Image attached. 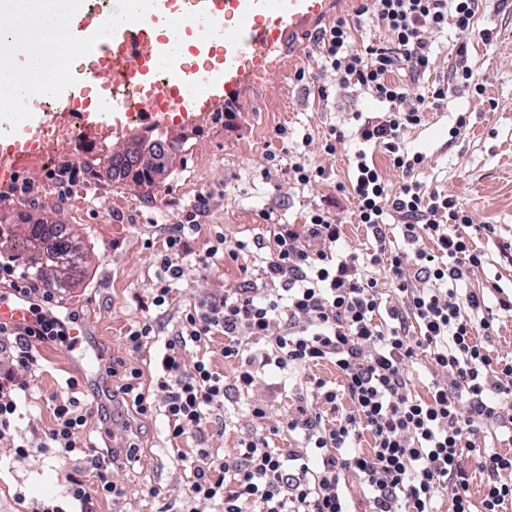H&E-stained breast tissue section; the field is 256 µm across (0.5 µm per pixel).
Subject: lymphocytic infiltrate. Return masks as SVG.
<instances>
[{
	"mask_svg": "<svg viewBox=\"0 0 512 512\" xmlns=\"http://www.w3.org/2000/svg\"><path fill=\"white\" fill-rule=\"evenodd\" d=\"M480 0H360L354 17L340 18L317 37L322 68L336 72L347 89L368 94L383 113L363 119L357 135L382 146L401 172L383 180L364 153L348 196L367 230L365 249L342 246L341 224L329 208L313 206L303 230L271 225L268 239L224 242L215 232L200 249L202 206L170 225L157 251L158 272L145 294L135 295L141 315L123 332L124 356L98 354V371L120 378L116 392L127 410L160 415L184 482L175 500L191 512H351L345 486L356 477L368 491L365 512H434L443 489H451V512H512V454L477 443L493 428L512 441V354L490 350L476 331L494 336L500 314H512V292L492 299L464 291L470 275L492 258L479 244L480 225L458 210L453 197L423 190L414 178L421 154H409L404 135L423 112L443 108L451 84L470 85L473 70L466 45H459L448 77L431 78L432 36L476 30ZM384 31L367 39L364 23ZM408 70L413 82L394 81ZM402 223L404 247L392 250L389 227ZM430 240L432 249L422 248ZM252 263L242 285L224 293L181 300L179 284L204 273L218 258ZM383 278H376V271ZM388 281L398 304L383 306L380 283ZM0 284L35 297V322L0 325V447L21 462L50 454L62 462L80 458L67 471L63 504L32 499L28 512H96L100 499H115L125 487L115 478L109 446L88 441L90 419L106 424V402L83 406L78 379L65 380L68 395L53 400V422L33 441L21 443L14 420L29 384L21 372L40 366L44 346L72 347L68 326L79 310L61 305L56 288L31 277L13 258H0ZM178 305L177 326L163 334L155 311ZM223 337L222 353L237 364L232 381L214 371L195 348ZM154 356L152 388L129 359ZM434 367L430 397L409 388L419 356ZM334 363L341 385L311 377L299 384L280 416L278 397L301 368ZM251 420L236 455L223 456L210 444L211 424L225 423L234 410ZM295 443L285 450L275 440ZM370 452H361L362 437ZM197 443L181 450L185 439ZM484 477L473 500V473Z\"/></svg>",
	"mask_w": 512,
	"mask_h": 512,
	"instance_id": "1",
	"label": "lymphocytic infiltrate"
}]
</instances>
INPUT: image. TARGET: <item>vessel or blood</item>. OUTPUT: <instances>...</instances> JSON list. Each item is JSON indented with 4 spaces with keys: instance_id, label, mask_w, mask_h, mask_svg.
Instances as JSON below:
<instances>
[{
    "instance_id": "1",
    "label": "vessel or blood",
    "mask_w": 512,
    "mask_h": 512,
    "mask_svg": "<svg viewBox=\"0 0 512 512\" xmlns=\"http://www.w3.org/2000/svg\"><path fill=\"white\" fill-rule=\"evenodd\" d=\"M344 0H112L109 18L84 15L71 37L91 56L112 61V111L81 112L87 82L102 70L35 88L15 84L0 67V85L23 99L22 113H0V142L18 126L40 129L80 112L82 121L111 120L113 137H148L176 124L191 128L215 112L249 111L250 91L286 64L298 37L331 21ZM137 124H130L133 107ZM33 297L0 290V324L32 323Z\"/></svg>"
}]
</instances>
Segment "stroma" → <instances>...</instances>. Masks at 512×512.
<instances>
[{
    "label": "stroma",
    "mask_w": 512,
    "mask_h": 512,
    "mask_svg": "<svg viewBox=\"0 0 512 512\" xmlns=\"http://www.w3.org/2000/svg\"><path fill=\"white\" fill-rule=\"evenodd\" d=\"M478 28L493 31L491 41L472 37L470 64L475 87L451 93L447 108L423 118L405 133L409 152L422 153L425 162L416 179L427 189L452 195L458 208L474 223L491 224L495 232L486 241H512V0H489L479 12ZM315 42L307 40L291 52L292 72L274 75L254 91L257 106L250 112H218L203 127H174L171 157L164 175L149 187H137L113 177L105 165L88 174L82 158L68 144H59L44 166L26 169L11 182H0V217L17 222L30 214L60 226L81 262L73 272L76 288L66 289L61 303L81 309L87 347L123 355L121 334L139 316L132 300L150 288L157 263L145 238L159 236L167 224L182 220L198 197H206L197 246H207L213 231L224 233L227 244L265 233L268 220L288 224L305 221L308 206L348 201L338 192L353 174V156L366 150L389 182L399 173L381 147H362L355 137L357 116H377L379 105L366 95L342 88L332 70L320 69ZM309 71L312 83L294 79L295 70ZM465 127H457L458 117ZM287 126L293 140L311 134L306 148L311 165L324 168L323 179L303 185L282 173H267V152H280L277 126ZM345 135L335 155L321 150L329 129ZM78 169L77 182L58 196L48 178L62 167ZM245 278L241 264L218 260L210 272L189 275L181 287L186 296H206L237 287ZM43 369L30 380L32 400L16 425L19 435L31 437L51 423L48 398L66 395L65 380L77 376L86 399L101 387L118 386V378L101 380L95 367L71 362L63 349L43 348ZM122 436L138 446V460L123 469L120 479L127 494L118 500H100L98 512H161L163 491L179 486L184 478L166 439L162 416L134 418L126 409L116 412ZM64 464L49 455H36L13 465L0 466V512H25L21 497L60 494ZM161 494L145 496L148 488Z\"/></svg>",
    "instance_id": "stroma-1"
}]
</instances>
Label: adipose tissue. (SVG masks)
<instances>
[{
    "label": "adipose tissue",
    "instance_id": "ef3b65f1",
    "mask_svg": "<svg viewBox=\"0 0 512 512\" xmlns=\"http://www.w3.org/2000/svg\"><path fill=\"white\" fill-rule=\"evenodd\" d=\"M81 8V0H0V49L7 48L16 38L18 20L25 15L36 25L35 53L45 61L39 71L17 67L14 73L17 81L25 85L41 83L71 60L74 47L68 42L66 29Z\"/></svg>",
    "mask_w": 512,
    "mask_h": 512
}]
</instances>
